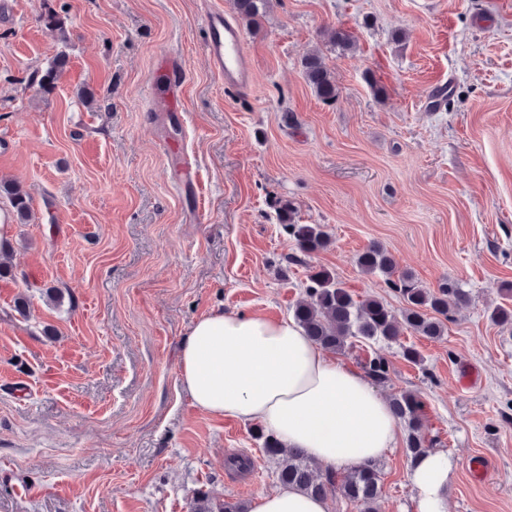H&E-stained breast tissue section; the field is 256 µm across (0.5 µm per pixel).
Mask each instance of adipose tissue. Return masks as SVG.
<instances>
[{
	"label": "adipose tissue",
	"instance_id": "adipose-tissue-1",
	"mask_svg": "<svg viewBox=\"0 0 512 512\" xmlns=\"http://www.w3.org/2000/svg\"><path fill=\"white\" fill-rule=\"evenodd\" d=\"M179 381L196 408L262 421L286 447L329 470L375 461L400 429L372 383L292 321L221 310L202 316L180 345ZM452 468L447 452L434 448L415 461V512H446ZM251 512H327V503L282 486L258 496Z\"/></svg>",
	"mask_w": 512,
	"mask_h": 512
}]
</instances>
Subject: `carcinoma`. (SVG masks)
I'll return each mask as SVG.
<instances>
[{"mask_svg":"<svg viewBox=\"0 0 512 512\" xmlns=\"http://www.w3.org/2000/svg\"><path fill=\"white\" fill-rule=\"evenodd\" d=\"M235 2L239 16L252 24L264 16L269 0ZM331 40L343 52L355 46L351 34L343 28L334 29ZM64 66V60L59 58L48 69L36 72L31 81L39 90L49 92ZM303 73L320 100L328 103L336 99V84L319 52L304 58ZM0 192L8 198L17 219L27 222L28 194L15 185L0 186ZM279 215L287 234L301 251L319 252L331 245V237L322 225L295 223L290 208L281 210ZM357 263L364 273L383 276L387 286L402 296L405 307L401 313H395L375 296L354 293L333 272L322 267L309 275L307 299L296 303L293 319L314 343L328 352L353 356L364 376L381 385L389 380L390 364L374 345L395 343L406 330L430 340L441 338L447 322L452 320V305L464 301L467 294L447 281L436 289L423 287L412 273L399 270L391 253L378 244L366 247ZM388 405L406 430V453L414 461L433 444L427 405L417 391L396 392ZM256 431L257 439L261 440V453L276 463V478L280 484L319 498L339 493L356 506L357 512H378L382 493L378 465L354 466L342 473L322 471L316 476V462L302 450L285 447L275 435L260 427ZM190 512H247V508L241 503L217 502L209 493L199 490L192 498Z\"/></svg>","mask_w":512,"mask_h":512,"instance_id":"1","label":"carcinoma"}]
</instances>
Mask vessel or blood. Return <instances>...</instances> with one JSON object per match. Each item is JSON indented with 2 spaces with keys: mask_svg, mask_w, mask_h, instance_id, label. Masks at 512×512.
<instances>
[{
  "mask_svg": "<svg viewBox=\"0 0 512 512\" xmlns=\"http://www.w3.org/2000/svg\"><path fill=\"white\" fill-rule=\"evenodd\" d=\"M206 28V53L211 70L223 78L226 86L240 91L250 88L255 74L244 51L241 31L218 9L207 13Z\"/></svg>",
  "mask_w": 512,
  "mask_h": 512,
  "instance_id": "vessel-or-blood-1",
  "label": "vessel or blood"
}]
</instances>
